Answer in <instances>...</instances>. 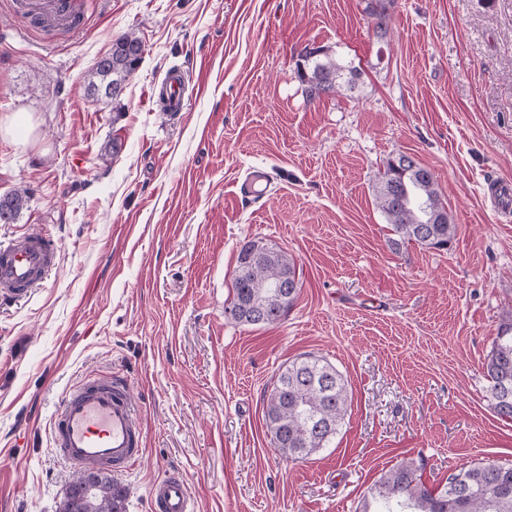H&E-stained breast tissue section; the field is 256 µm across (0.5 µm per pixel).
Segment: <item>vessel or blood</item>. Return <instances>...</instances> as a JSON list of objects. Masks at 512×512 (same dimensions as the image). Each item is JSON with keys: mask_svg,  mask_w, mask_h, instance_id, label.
<instances>
[{"mask_svg": "<svg viewBox=\"0 0 512 512\" xmlns=\"http://www.w3.org/2000/svg\"><path fill=\"white\" fill-rule=\"evenodd\" d=\"M11 12L50 25L77 29L85 20L82 0H10ZM185 69L169 70L152 97L167 112L187 109ZM57 266L55 242L39 232L19 235L0 245V300L26 298ZM143 431L128 379L109 373L82 378L65 396L52 420V446L71 467L108 472L131 467L142 455ZM151 495L160 512H193L186 482L171 475L155 483Z\"/></svg>", "mask_w": 512, "mask_h": 512, "instance_id": "vessel-or-blood-1", "label": "vessel or blood"}]
</instances>
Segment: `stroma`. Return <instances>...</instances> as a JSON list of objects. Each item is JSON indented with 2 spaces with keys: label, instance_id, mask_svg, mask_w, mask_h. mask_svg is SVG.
Returning a JSON list of instances; mask_svg holds the SVG:
<instances>
[{
  "label": "stroma",
  "instance_id": "stroma-1",
  "mask_svg": "<svg viewBox=\"0 0 512 512\" xmlns=\"http://www.w3.org/2000/svg\"><path fill=\"white\" fill-rule=\"evenodd\" d=\"M364 0H94L86 31L21 32L0 5V195L29 202L0 244L43 231L57 270L0 303V512H59L76 475L51 420L85 375L132 382L145 446L113 472L127 512L181 475L197 512H356L405 458L428 484L512 463V422L483 364L512 310V221L484 197L512 182V0H392L376 32ZM146 55L117 103L85 80L113 39ZM355 66L354 91L307 98L300 53ZM174 67L196 88L165 112L150 89ZM112 163L101 160L112 141ZM430 168L455 238L408 244L375 206L389 158ZM256 167L271 191L242 199ZM296 261L299 295L273 327L227 321L240 247ZM311 353L352 402L329 448L271 446L264 396Z\"/></svg>",
  "mask_w": 512,
  "mask_h": 512
}]
</instances>
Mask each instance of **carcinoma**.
Instances as JSON below:
<instances>
[{"label": "carcinoma", "instance_id": "obj_1", "mask_svg": "<svg viewBox=\"0 0 512 512\" xmlns=\"http://www.w3.org/2000/svg\"><path fill=\"white\" fill-rule=\"evenodd\" d=\"M143 40L126 32L91 69L87 94L98 100L121 99L127 81L143 62ZM296 74L310 98L342 88L353 90L357 68L322 52L298 60ZM28 203L26 190L0 197V222H13ZM376 207L391 224L399 247L414 242L446 249L456 227L436 187V177L413 156L399 153L386 164L375 193ZM299 292L294 259L259 240L244 243L238 253L234 297L224 309L228 320L242 325L279 324ZM490 408L512 422V312L498 327L485 364ZM348 385L322 357L302 355L281 369L266 392L265 420L270 443L281 455L305 460L329 447L347 413ZM423 464L401 461L382 474L363 496L359 512H512V464L477 462L448 475L442 489L422 480ZM62 512H126L125 491L96 468H87L71 484Z\"/></svg>", "mask_w": 512, "mask_h": 512}]
</instances>
